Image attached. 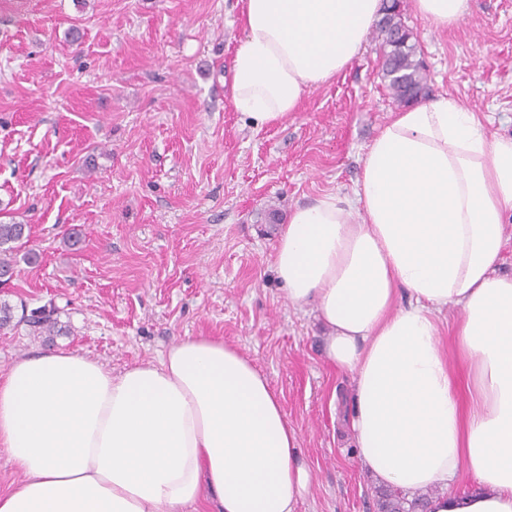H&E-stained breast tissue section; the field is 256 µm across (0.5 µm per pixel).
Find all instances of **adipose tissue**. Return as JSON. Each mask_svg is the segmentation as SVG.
<instances>
[{"label":"adipose tissue","mask_w":512,"mask_h":512,"mask_svg":"<svg viewBox=\"0 0 512 512\" xmlns=\"http://www.w3.org/2000/svg\"><path fill=\"white\" fill-rule=\"evenodd\" d=\"M383 7L242 0L234 109L256 129L284 123L354 60ZM416 8L445 29L470 0ZM509 212L512 138H489L442 97L393 112L352 195L295 207L278 238L289 300L315 305L326 359L354 375L347 431L362 468L408 496L430 492L428 512H512V275L498 271ZM452 349L468 363L462 387ZM0 452L19 475L0 512H185L202 499L215 512H297L311 482L266 376L212 336L116 373L62 348L16 358L0 378Z\"/></svg>","instance_id":"ef3b65f1"}]
</instances>
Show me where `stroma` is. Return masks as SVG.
I'll return each instance as SVG.
<instances>
[{"mask_svg": "<svg viewBox=\"0 0 512 512\" xmlns=\"http://www.w3.org/2000/svg\"><path fill=\"white\" fill-rule=\"evenodd\" d=\"M434 28L404 0L426 100L472 107L512 137V0H470ZM240 0H9L0 6V222L30 225L38 264L0 298L48 309L53 341L0 334V369L48 347L121 371L185 336H220L268 378L313 480L298 512H376L345 422L351 373L326 328L273 270L281 226L321 194L352 192L398 105L380 40L310 90L288 123L245 124L228 96Z\"/></svg>", "mask_w": 512, "mask_h": 512, "instance_id": "1", "label": "stroma"}]
</instances>
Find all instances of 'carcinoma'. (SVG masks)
<instances>
[{"label":"carcinoma","mask_w":512,"mask_h":512,"mask_svg":"<svg viewBox=\"0 0 512 512\" xmlns=\"http://www.w3.org/2000/svg\"><path fill=\"white\" fill-rule=\"evenodd\" d=\"M402 0H391L384 7L383 19L379 22V32L395 30L403 32L398 42L382 38V74L388 82L393 98L400 104H408L419 98L425 89L423 66L417 57V46L413 33L402 21ZM26 238L24 225L21 223H0V273H14V244ZM23 321L33 327V331L42 336H56L61 331L58 321L51 313L31 312L22 316ZM431 492L409 499L398 490H386L382 493L377 506L380 512H412L416 503L426 500Z\"/></svg>","instance_id":"1"}]
</instances>
